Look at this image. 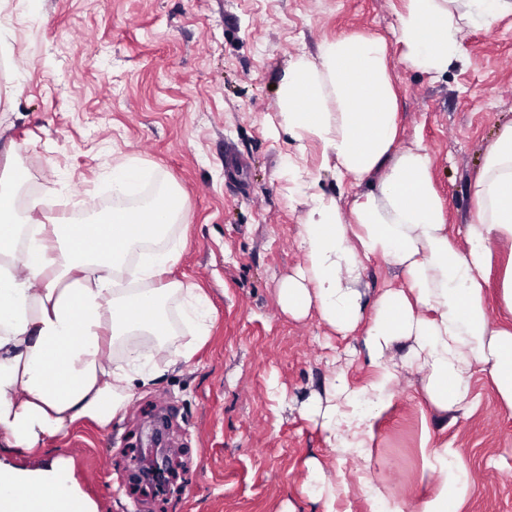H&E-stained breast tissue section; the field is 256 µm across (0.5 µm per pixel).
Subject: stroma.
<instances>
[{
  "label": "stroma",
  "instance_id": "stroma-1",
  "mask_svg": "<svg viewBox=\"0 0 512 512\" xmlns=\"http://www.w3.org/2000/svg\"><path fill=\"white\" fill-rule=\"evenodd\" d=\"M398 0H37L10 16L11 56L0 86L15 87L0 115V146H14L28 192L48 191L56 215L94 218L87 197H113V164L132 159L161 191L179 189L187 216L159 247L181 258L160 278L198 288L214 311L207 341L194 339L185 298L165 302L170 333L144 361L160 370L107 430L87 422L46 440L39 455L0 447L27 470L70 468L97 512H323L316 464H338L350 501L369 512L360 475L339 461L308 405L337 372L350 388L374 377L361 332L343 336L317 308L295 317L278 293L304 264L298 225L306 185L318 180L347 205L359 192L319 144L297 143L279 123V85L289 65L325 40L355 32L393 36ZM398 148L427 149L452 231L471 223L470 184L484 151L512 122V16L477 26L464 62L440 78L398 63ZM468 413L430 405L419 375L405 373L377 423L372 476L407 500L431 495L422 479L423 435L454 448L473 478L462 512H512V415L488 374L471 380ZM185 465L181 488L158 501L130 491L126 449L149 466L157 418Z\"/></svg>",
  "mask_w": 512,
  "mask_h": 512
}]
</instances>
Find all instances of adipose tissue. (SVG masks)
Listing matches in <instances>:
<instances>
[{
	"label": "adipose tissue",
	"mask_w": 512,
	"mask_h": 512,
	"mask_svg": "<svg viewBox=\"0 0 512 512\" xmlns=\"http://www.w3.org/2000/svg\"><path fill=\"white\" fill-rule=\"evenodd\" d=\"M401 2L400 60L432 76L461 61L471 25L488 28L512 15V0ZM278 105L281 126L295 141L319 142L337 170L360 182L382 174L345 209L313 184L299 226L305 265L279 294L289 314L314 306L337 331H364L376 374L359 391L334 380L320 408L327 441L362 471L371 512H461L472 479L448 446H422L424 470L438 490L413 507L374 482L375 424L407 368L443 411H471V380L489 373L501 404L512 411V324L491 321L484 278L495 247L512 243V123L485 150L471 184L475 218L459 240L448 232L426 149L396 148L399 106L383 37L354 33L322 42L315 57L289 66ZM53 205L50 195L21 201L15 190L0 187V443L29 452L83 420L109 428L137 389L159 377L138 345H128L119 363L110 352L122 336L166 334V294L189 298L199 338L207 337L212 320L196 289L154 283L178 261V249L141 251L134 269L141 287L116 285L133 247L183 221V196L137 213L116 207L106 220L82 224L52 220ZM371 257L403 276L400 286L372 300L361 287ZM400 344L407 350L398 361L392 351ZM0 512H94V504L61 467L27 470L0 462Z\"/></svg>",
	"instance_id": "ef3b65f1"
}]
</instances>
